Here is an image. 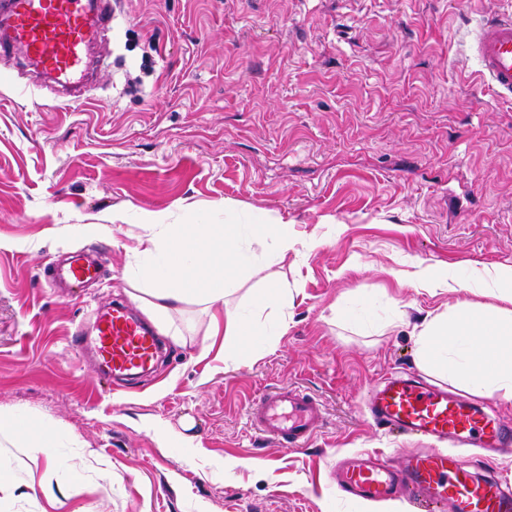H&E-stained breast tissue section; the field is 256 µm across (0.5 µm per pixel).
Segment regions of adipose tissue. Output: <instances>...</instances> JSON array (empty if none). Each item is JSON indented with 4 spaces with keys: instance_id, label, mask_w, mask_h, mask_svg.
<instances>
[{
    "instance_id": "ef3b65f1",
    "label": "adipose tissue",
    "mask_w": 512,
    "mask_h": 512,
    "mask_svg": "<svg viewBox=\"0 0 512 512\" xmlns=\"http://www.w3.org/2000/svg\"><path fill=\"white\" fill-rule=\"evenodd\" d=\"M139 228L132 252L145 263L129 271L128 281L161 328H168L181 304L195 301L210 310L212 329L245 345L258 341L263 328L224 306L227 283L255 258L242 247L238 225L174 224L167 212L145 211ZM417 336L428 370L453 375L448 351L465 345L464 373L474 393L512 399V309L459 303L423 321Z\"/></svg>"
}]
</instances>
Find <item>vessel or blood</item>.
Wrapping results in <instances>:
<instances>
[{
  "mask_svg": "<svg viewBox=\"0 0 512 512\" xmlns=\"http://www.w3.org/2000/svg\"><path fill=\"white\" fill-rule=\"evenodd\" d=\"M0 16L9 27L0 35V52L16 48L40 65L44 74L75 77L83 61L90 24L84 0H0ZM479 75L493 95L512 99V17L487 20L476 37ZM94 261L78 254L55 271V279L79 286L97 278ZM80 352L116 378L149 372L157 352L154 331L126 306L100 309L89 334L78 338ZM372 419L400 434L432 440L429 448L405 455L399 464L358 453L336 464V484L360 501L405 498L417 512H512V480L495 474L476 478L470 463L451 448L460 442L483 449L495 459L512 448V430L496 423L466 400L410 379L387 377L370 399ZM249 420L262 437L302 446L323 426L317 401L295 388L262 393Z\"/></svg>",
  "mask_w": 512,
  "mask_h": 512,
  "instance_id": "1",
  "label": "vessel or blood"
}]
</instances>
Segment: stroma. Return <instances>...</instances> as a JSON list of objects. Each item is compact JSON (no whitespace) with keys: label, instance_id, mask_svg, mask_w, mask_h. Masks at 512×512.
<instances>
[{"label":"stroma","instance_id":"1","mask_svg":"<svg viewBox=\"0 0 512 512\" xmlns=\"http://www.w3.org/2000/svg\"><path fill=\"white\" fill-rule=\"evenodd\" d=\"M84 105L21 53L0 55V411L49 423L31 454L0 435V512H415L346 498L340 456L392 462L423 440L367 415L382 378L409 371L480 403L419 363L414 328L450 304L490 302L486 268L512 265V102L478 79L470 35L512 0H99ZM235 202L225 210V202ZM208 224L288 222L274 272L288 309L262 307L260 271L228 299L268 331L207 337L186 303L152 370L104 379L74 348L110 302L143 211ZM114 234L91 232L113 214ZM86 253L100 277L54 288ZM458 283L434 294L411 274ZM232 358H225V351ZM300 388L324 425L304 449L261 439L254 393ZM64 473H57L55 463Z\"/></svg>","mask_w":512,"mask_h":512}]
</instances>
